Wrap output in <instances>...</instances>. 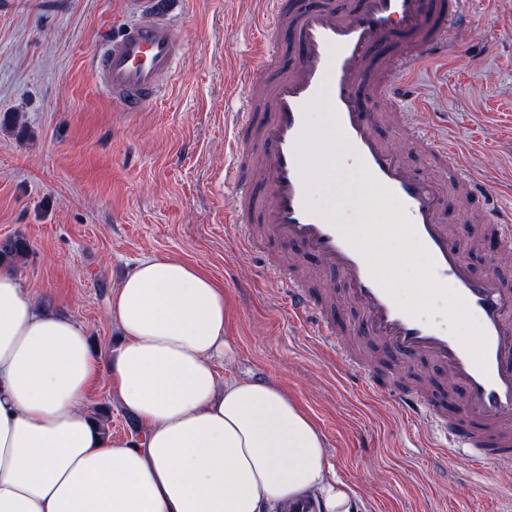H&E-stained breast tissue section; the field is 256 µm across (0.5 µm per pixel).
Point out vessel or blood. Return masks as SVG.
<instances>
[{
    "instance_id": "obj_1",
    "label": "vessel or blood",
    "mask_w": 512,
    "mask_h": 512,
    "mask_svg": "<svg viewBox=\"0 0 512 512\" xmlns=\"http://www.w3.org/2000/svg\"><path fill=\"white\" fill-rule=\"evenodd\" d=\"M259 23L257 63L241 86L245 109L231 128L233 164L224 180L234 187L232 210L242 220L240 244L256 248L257 234L297 245L335 270L349 302L361 316L351 335L380 338L400 359L407 377L417 361L443 367L455 390L447 398L421 393L379 372L347 350L334 312L290 270L288 314L330 349L338 362L363 375L373 394L397 400L402 417L436 436L431 451L453 466L458 449L477 465L512 471V289L499 273L474 274L469 247L454 237L443 195L479 203L486 226L483 246L494 254L512 251V208L496 203L494 191L466 170L453 145L436 142L414 127L412 138L436 171H415L376 132L370 104L388 99L403 124L412 125L404 93L414 70L447 53L464 19L462 0H265ZM137 19L119 31H103L91 59L96 82L141 112L158 97L175 71L182 47L168 20L170 0H139ZM295 56L282 67L278 54ZM261 155V180L249 173ZM355 168L359 203L372 196L389 205L374 224H349L333 208L314 201L317 184L335 164ZM408 238L425 255L421 286L402 299L392 286L396 265L383 261L376 243ZM451 294L450 311L429 316L425 309ZM471 321V338L458 336L454 322Z\"/></svg>"
}]
</instances>
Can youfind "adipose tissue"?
I'll list each match as a JSON object with an SVG mask.
<instances>
[{
    "label": "adipose tissue",
    "mask_w": 512,
    "mask_h": 512,
    "mask_svg": "<svg viewBox=\"0 0 512 512\" xmlns=\"http://www.w3.org/2000/svg\"><path fill=\"white\" fill-rule=\"evenodd\" d=\"M109 318L122 341L102 352L0 268V512H277L304 495L352 512L355 489L278 380H218L230 309L211 277L143 260ZM103 377L143 441L114 440L85 410Z\"/></svg>",
    "instance_id": "obj_1"
}]
</instances>
